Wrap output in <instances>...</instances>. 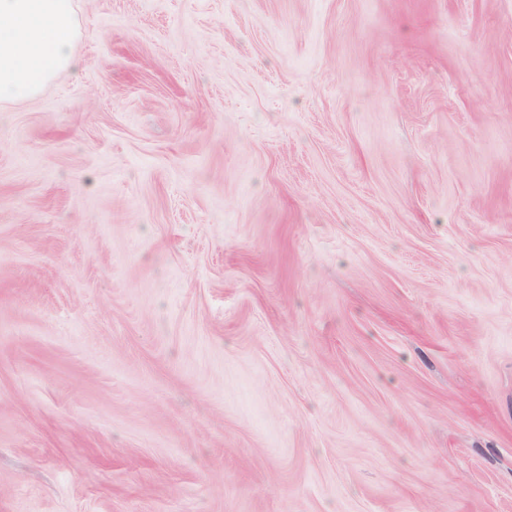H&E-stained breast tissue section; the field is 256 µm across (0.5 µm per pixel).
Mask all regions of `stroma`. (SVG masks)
Here are the masks:
<instances>
[{
	"label": "stroma",
	"instance_id": "obj_1",
	"mask_svg": "<svg viewBox=\"0 0 512 512\" xmlns=\"http://www.w3.org/2000/svg\"><path fill=\"white\" fill-rule=\"evenodd\" d=\"M0 111V512H512V0H74Z\"/></svg>",
	"mask_w": 512,
	"mask_h": 512
}]
</instances>
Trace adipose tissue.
Listing matches in <instances>:
<instances>
[{
  "instance_id": "ef3b65f1",
  "label": "adipose tissue",
  "mask_w": 512,
  "mask_h": 512,
  "mask_svg": "<svg viewBox=\"0 0 512 512\" xmlns=\"http://www.w3.org/2000/svg\"><path fill=\"white\" fill-rule=\"evenodd\" d=\"M73 0H0V106L35 99L78 63Z\"/></svg>"
}]
</instances>
